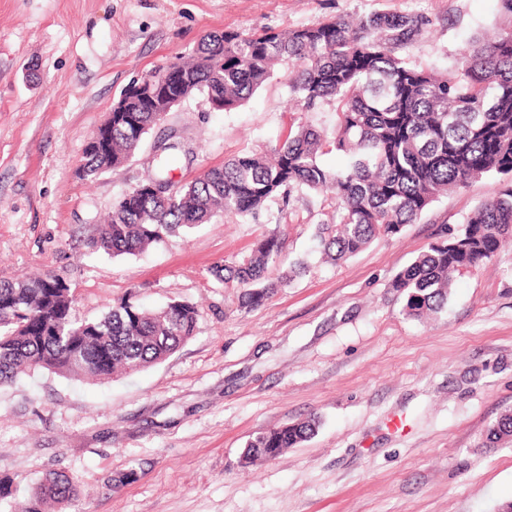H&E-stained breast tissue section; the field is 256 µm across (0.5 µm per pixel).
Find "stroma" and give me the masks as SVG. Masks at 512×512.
Wrapping results in <instances>:
<instances>
[{
    "label": "stroma",
    "mask_w": 512,
    "mask_h": 512,
    "mask_svg": "<svg viewBox=\"0 0 512 512\" xmlns=\"http://www.w3.org/2000/svg\"><path fill=\"white\" fill-rule=\"evenodd\" d=\"M433 19L411 51L447 67L499 19L498 0H0V279L49 271L94 320L124 299L197 306L191 339L161 363L92 382L37 371L0 386V512H24L42 478L73 476L61 512H501L512 503V441L488 428L512 411V243L458 274L443 311L407 317L394 276L458 232L494 197L485 176L433 203L394 236L331 264L316 254L318 211L297 200L274 220L223 219L135 256L92 250L104 216L176 133L184 183L290 128L331 132L335 106L288 107L279 70L242 105L196 94L167 113L135 156L94 182L82 151L134 80L194 54L212 31L294 29L336 16ZM277 234L308 271L256 307L214 267ZM318 417L317 432L243 466L247 442Z\"/></svg>",
    "instance_id": "obj_1"
}]
</instances>
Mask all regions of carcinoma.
Instances as JSON below:
<instances>
[{
	"label": "carcinoma",
	"instance_id": "obj_1",
	"mask_svg": "<svg viewBox=\"0 0 512 512\" xmlns=\"http://www.w3.org/2000/svg\"><path fill=\"white\" fill-rule=\"evenodd\" d=\"M499 13L504 21L466 43L446 73L410 59L432 25L418 14L336 16L286 31L204 35L194 57L178 62L190 93L230 110L265 84L275 67H285L288 100L300 112L335 103V128L324 136L301 125L271 155L238 154L159 198L146 185L171 180L177 158L171 153L175 145L168 144L154 171L113 206L91 246L114 257L134 255L180 228L254 217L298 192L329 212L317 236L323 255L337 262L381 234H398L448 192L496 175L498 195L480 203L456 234L430 246L391 282L408 317L438 313L455 274L492 260L512 237V0H499ZM124 106L126 111L112 113L107 133L85 144L84 179L128 161L140 148V131L156 126V110L141 97ZM333 152L344 156L343 168L320 162ZM282 263L283 240L270 234L211 275L226 288L242 289L244 304L258 306L306 267L295 261L281 280H269L270 268ZM74 302L71 288L51 273L0 280V385L37 370L93 381L137 372L173 354L194 335L198 319L194 306L178 300L145 310L126 299L101 318L85 320L74 313ZM316 426L309 418L270 428L248 444L249 464L296 447ZM511 436L512 413H506L487 439ZM75 497L73 480L53 472L37 487L27 512Z\"/></svg>",
	"mask_w": 512,
	"mask_h": 512
}]
</instances>
